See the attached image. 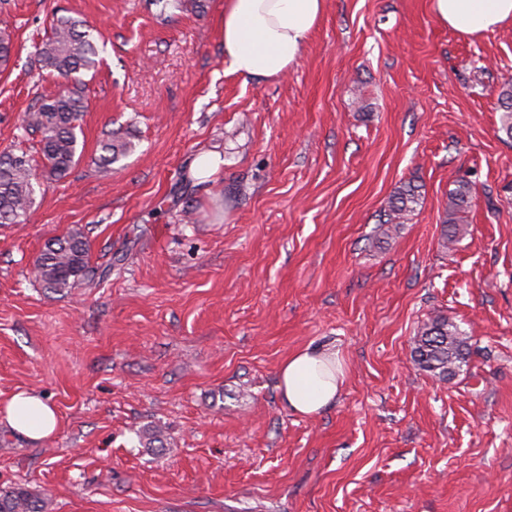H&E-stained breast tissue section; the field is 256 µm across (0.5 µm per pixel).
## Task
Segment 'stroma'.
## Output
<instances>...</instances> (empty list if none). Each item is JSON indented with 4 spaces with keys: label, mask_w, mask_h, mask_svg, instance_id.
I'll use <instances>...</instances> for the list:
<instances>
[{
    "label": "stroma",
    "mask_w": 512,
    "mask_h": 512,
    "mask_svg": "<svg viewBox=\"0 0 512 512\" xmlns=\"http://www.w3.org/2000/svg\"><path fill=\"white\" fill-rule=\"evenodd\" d=\"M55 6L96 28L99 56L81 160L41 174L25 223L0 224V410L35 392L59 425L30 441L0 414V488L46 495L47 512H512V139L497 100L512 25L468 38L430 0H325L298 64L246 81L224 58V0H10L0 152L39 149L22 118L61 89L33 55ZM113 131L135 149L103 178L92 159ZM210 151L224 162L195 183ZM404 183L420 203L381 235ZM74 230L111 274L43 288L31 266ZM437 314L469 338L447 381L412 359ZM309 345L344 377L303 416L278 368ZM472 200V185L470 182L461 180L455 189L448 193V218L444 222L448 224V231L444 234L443 247L450 251L454 242L457 239L458 229L456 224L458 219L456 215L460 212H464L471 203Z\"/></svg>",
    "instance_id": "1"
}]
</instances>
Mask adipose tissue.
<instances>
[{"instance_id": "ef3b65f1", "label": "adipose tissue", "mask_w": 512, "mask_h": 512, "mask_svg": "<svg viewBox=\"0 0 512 512\" xmlns=\"http://www.w3.org/2000/svg\"><path fill=\"white\" fill-rule=\"evenodd\" d=\"M325 0H224L220 36L232 73L245 79H277L296 65L323 14ZM444 26L478 37L512 24V0H431ZM343 382L335 353L305 348L279 367L278 389L296 413L314 415L333 402ZM7 423L20 435L39 441L58 426L55 406L21 391L4 408Z\"/></svg>"}]
</instances>
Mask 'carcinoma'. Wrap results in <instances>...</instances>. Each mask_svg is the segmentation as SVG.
<instances>
[{
	"label": "carcinoma",
	"mask_w": 512,
	"mask_h": 512,
	"mask_svg": "<svg viewBox=\"0 0 512 512\" xmlns=\"http://www.w3.org/2000/svg\"><path fill=\"white\" fill-rule=\"evenodd\" d=\"M14 41L7 28L0 29V68L7 67ZM40 67L54 72L70 86L54 97L38 100L25 112L24 130L38 133L39 153L44 168L55 179L65 177L80 160L77 129L87 107L85 84L79 78L97 64V48L92 29L86 21L71 15L52 12L49 31L36 45ZM502 111L501 129L512 139V79L506 81L498 94ZM134 149L132 141L119 132L110 133L100 144L99 154L93 158L98 173L112 174V165L125 158ZM37 181L33 158L24 150L0 153V224H21L36 204ZM472 200V185L461 180L448 193L443 247L451 250L457 239L456 215L465 211ZM418 187L399 186L391 200V212L379 225L382 235L404 223L409 213L419 204ZM110 268L101 270L90 265L89 248L78 231L50 241L35 260L33 273L45 287L56 292L92 285L106 276ZM469 344L467 335L448 317L437 314L421 327L415 340L413 360L423 371L446 381L455 369L465 362ZM47 499L20 487L0 490V512H45Z\"/></svg>",
	"instance_id": "obj_1"
}]
</instances>
